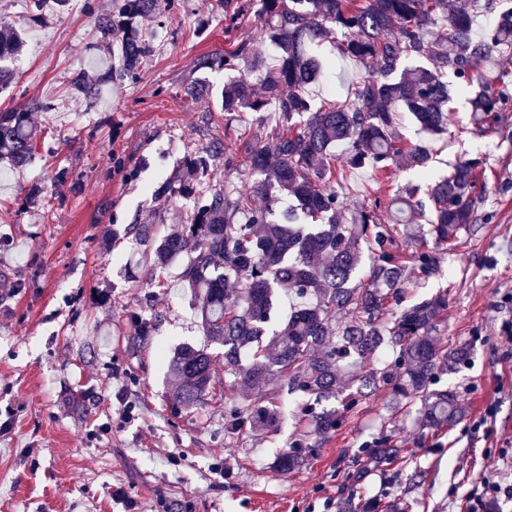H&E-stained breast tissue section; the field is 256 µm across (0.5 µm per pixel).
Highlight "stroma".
Segmentation results:
<instances>
[{
	"instance_id": "1",
	"label": "stroma",
	"mask_w": 512,
	"mask_h": 512,
	"mask_svg": "<svg viewBox=\"0 0 512 512\" xmlns=\"http://www.w3.org/2000/svg\"><path fill=\"white\" fill-rule=\"evenodd\" d=\"M107 0H72L64 15L36 19L32 0H0L24 40L14 80L0 88V110L32 98L50 101L32 121L57 152L39 151L21 168L0 162V512H340L350 496L398 502L405 512H469L485 480L512 479V353L502 343L512 323V110L496 132L433 136L400 116L411 141L432 153V177L474 153L485 161L479 221L461 233L432 274L406 287L411 305L448 293V320L434 334L469 343L467 361L441 375L456 393L461 419L420 431L414 409L395 408L378 388L299 470L272 463L295 437L288 395L279 401L277 434L224 433V405L174 406L167 352L203 344L198 316L177 271L154 287L150 264L128 234L149 224L165 237L185 208L177 200L155 213L149 186L178 173L187 150L223 144L241 158L252 113L225 129L224 69L195 71L204 54H220L238 37L214 0H181L179 10L146 22L155 46L138 82L106 84L95 103L70 93L73 78L100 77L95 62L96 9ZM84 55L74 67L75 55ZM210 88L209 102L189 103L190 78ZM138 166L134 182L122 168ZM72 179L50 207L21 209L30 186L50 187L57 168ZM119 239H109L112 228ZM160 319L148 341H132L131 319ZM130 419H123V412ZM400 450L396 461L370 451L380 431ZM227 456L230 468L213 465ZM124 490L130 506L113 501Z\"/></svg>"
}]
</instances>
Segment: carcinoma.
Listing matches in <instances>:
<instances>
[{
  "label": "carcinoma",
  "instance_id": "cac0c4a2",
  "mask_svg": "<svg viewBox=\"0 0 512 512\" xmlns=\"http://www.w3.org/2000/svg\"><path fill=\"white\" fill-rule=\"evenodd\" d=\"M256 22L261 36L275 42L274 64L253 50V35L243 32L214 57L197 58V69L218 65L233 71L224 86L222 110L229 124L238 112L255 114V132L242 147L248 170L258 177L249 190L229 189L212 173L235 160L211 147L187 151V177L166 179L150 190L159 209L174 198L190 203L178 227L151 240L149 225L137 227L148 247L153 273L179 265V277L200 316L207 345L184 344L171 360L175 400L183 406L214 399L212 354L224 348V429L274 431L277 413L255 402L239 406L234 396L262 389L276 379L302 398L301 431L274 463L288 473L301 468L326 435L338 429L342 411L377 385L390 387L393 399L417 407L419 422L432 429L456 423L461 407L455 393L436 387L437 375L466 360L470 346L453 350L431 333L447 320L448 293L410 306L402 305L411 271L427 277L461 231L477 223L476 189L484 162L474 156L454 164L447 176L430 181V154L407 142L398 117L407 112L434 135L450 131L448 104L465 94L470 123L489 129L498 112L512 103V0H499L494 23L481 36L473 29L461 0H259ZM178 0H111L100 16L98 33L117 54L97 61L109 78L134 83L154 52L143 24L170 13ZM224 20L236 26L242 0H215ZM339 32L337 53L364 74L345 101L331 99L315 107L307 87L323 65L308 46ZM23 41L0 20V62L21 49ZM49 112L37 100L0 112V157L17 167L35 156L37 136L29 125L32 111ZM347 146L348 166H367L387 188L396 173L414 171L424 184L380 194L346 215L333 146ZM265 199L257 206L256 197ZM298 205L281 211L279 197ZM391 212L382 224L377 212ZM431 212L426 235L434 246L406 253L409 225ZM368 274L358 277L363 255ZM288 287L298 302L288 317L271 324L273 301ZM134 339L151 336L152 318H134ZM383 354L378 366L366 361ZM374 456L397 458L390 437L377 441Z\"/></svg>",
  "mask_w": 512,
  "mask_h": 512
}]
</instances>
